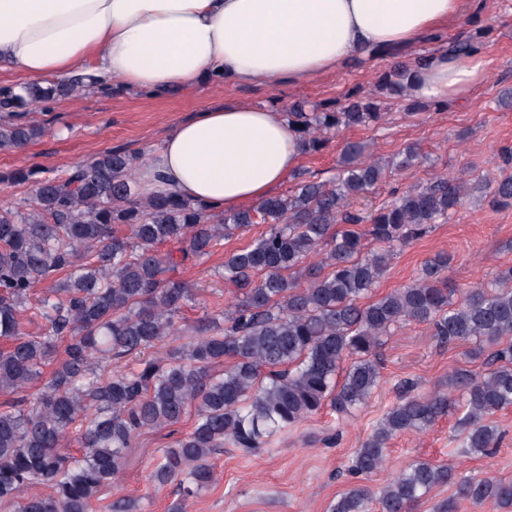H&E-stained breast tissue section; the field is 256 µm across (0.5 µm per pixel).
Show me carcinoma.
<instances>
[{
  "label": "carcinoma",
  "instance_id": "obj_1",
  "mask_svg": "<svg viewBox=\"0 0 512 512\" xmlns=\"http://www.w3.org/2000/svg\"><path fill=\"white\" fill-rule=\"evenodd\" d=\"M477 50L474 39L456 37L444 52ZM426 59L395 63L367 96L352 92L286 108L305 152L322 150L343 128L378 121L381 98L404 92L410 67ZM85 87L78 75L0 86V152H16L41 136L42 127L29 119L36 106L46 108ZM399 157L398 167L422 160L414 145ZM137 162L113 149L62 176L36 180L25 168L0 173L4 183L35 180L31 199L0 209V339L8 343L0 349V394L16 396L0 410L1 508L93 512L100 488L119 474L132 436L174 427L192 407L191 430L163 450L152 471L160 485L181 479L189 497L213 482L211 459L224 441L250 452L327 406L342 414L367 405L380 378L381 339L407 322L430 325L444 342L483 343L491 349L489 368L455 373L460 408L439 391L401 397L356 449L350 470L373 474L395 436L421 432L458 409L463 447L484 453L494 444L497 430L487 421L512 407V267L455 302L450 258L437 254L411 282L365 299L395 246L425 235L476 192L493 206L511 205L512 178L471 183L438 176L364 216L352 211V203L383 179L384 168L368 159L365 145L347 142L336 179L300 181L292 193L270 196L252 209L216 214L170 194L143 195ZM258 219L268 225L264 235L224 261L235 302L205 315L195 334L166 356L120 365L183 335L175 316L194 289L165 274L181 260L210 254ZM120 224L129 235L115 233ZM163 243L179 245L180 259L158 253ZM322 250L324 266L307 264ZM54 273L62 277L38 300L44 325L31 336L23 331L21 309L32 288ZM347 359L351 365L339 381ZM226 360L230 365L216 372ZM49 361L55 368L45 377ZM34 382L36 392L24 395ZM69 438L80 456L60 453ZM451 482L455 496L438 503L436 512H454L459 500L512 509V481L456 482L451 467L417 461L377 492L366 485L349 489L331 512H372L374 505L377 512H414L421 498Z\"/></svg>",
  "mask_w": 512,
  "mask_h": 512
}]
</instances>
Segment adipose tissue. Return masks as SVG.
Wrapping results in <instances>:
<instances>
[{
    "label": "adipose tissue",
    "mask_w": 512,
    "mask_h": 512,
    "mask_svg": "<svg viewBox=\"0 0 512 512\" xmlns=\"http://www.w3.org/2000/svg\"><path fill=\"white\" fill-rule=\"evenodd\" d=\"M462 0H0V72L32 82L86 74L97 89L150 95L209 82L276 85L339 70L368 51L414 43ZM487 75L481 53L431 56L410 92L457 103ZM282 110L205 105L173 125L140 165L144 194L217 212L269 197L300 165Z\"/></svg>",
    "instance_id": "1"
}]
</instances>
